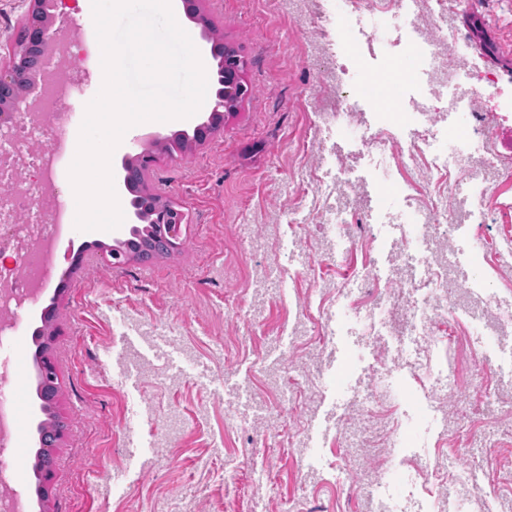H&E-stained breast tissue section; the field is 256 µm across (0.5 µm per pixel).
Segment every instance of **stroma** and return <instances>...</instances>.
<instances>
[{
    "instance_id": "stroma-1",
    "label": "stroma",
    "mask_w": 512,
    "mask_h": 512,
    "mask_svg": "<svg viewBox=\"0 0 512 512\" xmlns=\"http://www.w3.org/2000/svg\"><path fill=\"white\" fill-rule=\"evenodd\" d=\"M447 2L449 86L392 45L432 31L428 0H201L250 93L150 173L192 217L177 251L115 265L90 244L128 225L78 232L24 314L13 465L29 512H371L411 496L512 512V120L495 115L512 95V0ZM458 85L470 106H453ZM390 86L405 119L377 104ZM480 139L498 171L472 164ZM483 199L507 230L432 237L436 215ZM482 245L497 269L478 267ZM410 268L456 286L431 326ZM53 302L67 430L43 505L32 333ZM394 310L413 333L391 332Z\"/></svg>"
}]
</instances>
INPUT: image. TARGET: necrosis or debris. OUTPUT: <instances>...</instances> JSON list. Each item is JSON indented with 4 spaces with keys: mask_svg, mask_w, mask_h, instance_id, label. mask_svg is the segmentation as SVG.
Here are the masks:
<instances>
[{
    "mask_svg": "<svg viewBox=\"0 0 512 512\" xmlns=\"http://www.w3.org/2000/svg\"><path fill=\"white\" fill-rule=\"evenodd\" d=\"M60 50L49 59V76L39 107L15 115L0 134V512H19L22 494L10 457L18 445L20 413L11 399L12 347L22 329V314L46 288V274L58 247L73 233L72 198L62 195L56 177L60 154L71 143L64 118L77 91L84 37L70 23L60 24Z\"/></svg>",
    "mask_w": 512,
    "mask_h": 512,
    "instance_id": "1",
    "label": "necrosis or debris"
}]
</instances>
